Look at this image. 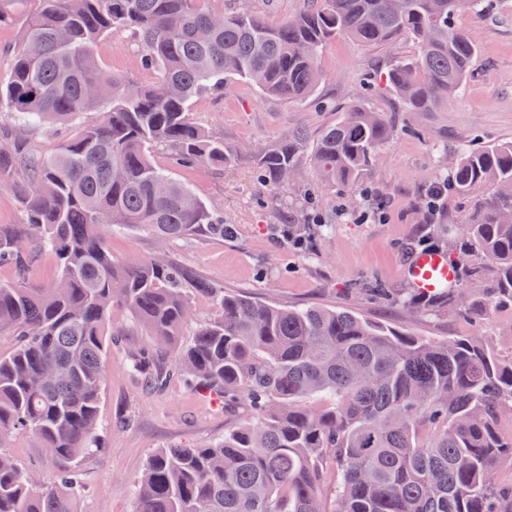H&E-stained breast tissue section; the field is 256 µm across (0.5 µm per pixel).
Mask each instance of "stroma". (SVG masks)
<instances>
[{
	"label": "stroma",
	"instance_id": "35a3bbf8",
	"mask_svg": "<svg viewBox=\"0 0 512 512\" xmlns=\"http://www.w3.org/2000/svg\"><path fill=\"white\" fill-rule=\"evenodd\" d=\"M460 24L472 30L480 53L463 90L434 112L401 111L393 93L377 84L396 58L414 54L415 44L404 40L372 49L348 38L330 41L321 52L323 80L316 99H270L236 82L223 96L204 94L192 104L200 126L255 150L295 128L316 137L336 121L338 111L356 104L386 113L397 132L382 146L379 163L366 180L376 196L389 201L386 222L355 221V212L371 208V201L358 189L339 193L318 185L306 164L302 181L318 186L323 226L310 228L308 249L297 250L284 231L302 223L301 212L289 206L287 190L262 187L251 159L245 158L231 172L206 165L174 169L197 197L223 209L234 237L163 242L144 232L118 230L109 236L113 260L128 264L163 252L229 293L279 305L346 308L434 340L479 335L512 348L511 309L496 310L478 327L444 304L422 309L419 295L402 275L404 264L423 246L447 250L449 225L465 222L474 209V197H451L431 222H424L423 188L452 167L458 147L512 141V0H495L488 15H464ZM94 52L114 74L141 83L156 78L139 69L128 33L102 38ZM370 281L390 288V296L366 295L361 286ZM110 327L121 331L122 344L107 365L99 450L79 466L82 512H136L135 487L154 452L206 445L223 436L228 421L223 404L185 381L161 390L135 381L125 354L149 349L150 338L120 306L112 310Z\"/></svg>",
	"mask_w": 512,
	"mask_h": 512
}]
</instances>
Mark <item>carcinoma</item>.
<instances>
[{
    "label": "carcinoma",
    "instance_id": "carcinoma-1",
    "mask_svg": "<svg viewBox=\"0 0 512 512\" xmlns=\"http://www.w3.org/2000/svg\"><path fill=\"white\" fill-rule=\"evenodd\" d=\"M34 4L0 105L13 115L0 133V181L22 177L25 215L0 226V512H79V463L98 448L99 403L117 338L104 333L112 308L129 309L153 349L126 355L129 371L153 389L180 377L224 403L234 419L205 447L154 453L138 484L137 512H512V483L497 482L512 461V436L499 431L512 406V355L477 336L435 342L371 321L353 310L285 307L231 295L193 279L171 260H112L111 230L162 241L223 237L224 214L170 172L149 148L171 149L176 167L232 171L253 160L258 180L291 184L310 157L322 182L360 184L395 131L382 112L356 106L315 141L300 130L255 151L200 128L191 103L236 80L280 100L311 96L318 58L336 38L367 47L403 38L417 53L394 61L385 87L407 112L448 104L463 87L478 43L460 15L489 11L485 0H307L294 17L272 20L246 5L202 11L199 0H30ZM129 33L139 84L106 72L96 42ZM97 115L87 122L82 117ZM64 127L54 148L35 153L26 137ZM448 193L491 186L462 231L467 254L454 285L427 306L476 323L512 308V141L461 152ZM53 253L51 288H31L32 248ZM215 313L192 341V299ZM25 434L58 463L47 475L2 451ZM336 470L332 505L322 496Z\"/></svg>",
    "mask_w": 512,
    "mask_h": 512
}]
</instances>
